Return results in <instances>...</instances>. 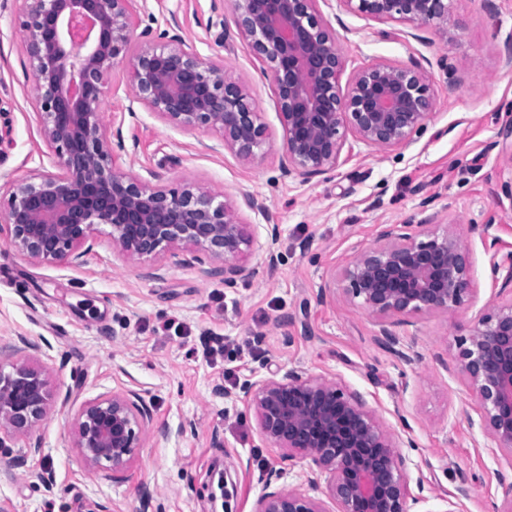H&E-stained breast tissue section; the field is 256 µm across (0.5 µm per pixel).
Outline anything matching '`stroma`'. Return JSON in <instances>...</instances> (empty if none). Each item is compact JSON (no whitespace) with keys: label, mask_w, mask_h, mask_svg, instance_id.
<instances>
[{"label":"stroma","mask_w":512,"mask_h":512,"mask_svg":"<svg viewBox=\"0 0 512 512\" xmlns=\"http://www.w3.org/2000/svg\"><path fill=\"white\" fill-rule=\"evenodd\" d=\"M140 27L167 32L184 48L244 81L267 127L261 152L244 161L213 151L220 134L186 130L134 103L129 71L134 53L118 57L101 104L104 125L134 108L122 126L133 155L120 171H155V186L197 184L216 196L262 201L267 215L244 211L254 242L247 264L255 277L236 287L223 275L173 264L169 256L128 260L115 255L107 226L79 268L40 262L0 242V361L42 370L50 397L33 429L42 449L9 440L10 456L27 455L15 473L0 469V500L16 512H253L271 470L283 483L304 481L307 464L281 461L265 444L254 414L225 398L245 378L261 380L301 366L316 377L363 393L387 426L410 446L411 478L435 494L431 512H444L458 472L472 478L468 512H506L494 472L499 464L478 447L468 424L476 401L460 375L441 365L453 357L465 325L488 300L490 258L512 251V0H451L448 40L424 26L402 38L396 22L350 12L340 0L317 7L335 33L345 74L375 63L419 66L428 76L434 109L410 148H344L336 171L303 183L285 176V141L274 84L265 63L238 34L231 0H149ZM24 0H0V184L54 172L43 117L32 91L24 40ZM453 222L470 253L473 296L452 313L395 317L396 334L413 338L422 354L401 364L375 341L379 319L344 292L342 275L358 250L376 246L385 224L419 221L420 209ZM281 237L266 246L265 224ZM162 265L160 276L147 271ZM326 299H318L321 286ZM215 353L206 354L205 345ZM138 392L150 410L146 441L124 480L89 473L72 429L82 405L116 390ZM233 482L218 489L214 465ZM51 473L43 483L42 473Z\"/></svg>","instance_id":"35a3bbf8"}]
</instances>
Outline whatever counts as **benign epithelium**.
<instances>
[{
  "label": "benign epithelium",
  "mask_w": 512,
  "mask_h": 512,
  "mask_svg": "<svg viewBox=\"0 0 512 512\" xmlns=\"http://www.w3.org/2000/svg\"><path fill=\"white\" fill-rule=\"evenodd\" d=\"M26 48L45 139L56 174L13 181L0 216L5 245L29 258L85 263L97 226L110 228L112 251L128 258L162 251L180 265L211 264L224 286L248 281L242 259L253 245L242 208L266 206L245 195L243 204L190 185L156 187L148 177L117 170L128 153L122 123L108 132L99 108L114 60L128 51L134 18L147 0H26ZM318 0H232L234 24L272 75L284 132L285 175L303 182L340 164L347 136L386 150L408 148L433 109L431 86L414 66L368 65L341 84L344 61ZM348 10L378 21L435 25L448 34V0H339ZM135 99L183 128L209 127L220 146L243 160L266 143V125L239 81L200 55L173 44L145 46L131 75ZM418 224H388L379 244L357 251L344 270V292L377 315V343L401 363L421 359L415 343L393 332L387 320L421 312H451L473 294L467 248L447 225L426 231ZM491 294L459 338L453 367L475 394L478 429L486 448L508 469L496 471L512 505V252L490 259ZM235 398L254 412L261 439L284 459L307 461L306 482L325 483L336 512H414L427 505L424 481L411 488L403 442L384 426L365 395L339 382L288 369L279 378L244 380ZM43 374L0 363V447L27 436L47 411ZM150 412L142 397L117 390L86 402L74 426V446L93 471L125 477L147 436ZM273 471L254 512H329L299 485H280ZM469 477L459 475L444 512H464Z\"/></svg>",
  "instance_id": "benign-epithelium-1"
}]
</instances>
